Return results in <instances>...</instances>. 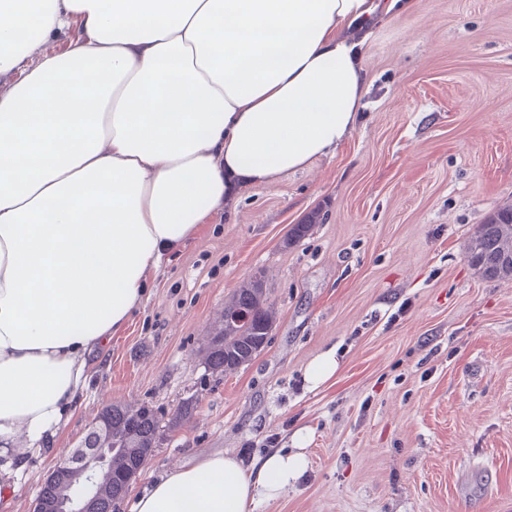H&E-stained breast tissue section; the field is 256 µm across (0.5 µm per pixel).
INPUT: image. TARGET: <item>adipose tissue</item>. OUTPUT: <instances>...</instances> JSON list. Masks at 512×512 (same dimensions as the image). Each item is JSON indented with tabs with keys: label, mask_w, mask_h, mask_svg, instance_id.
Wrapping results in <instances>:
<instances>
[{
	"label": "adipose tissue",
	"mask_w": 512,
	"mask_h": 512,
	"mask_svg": "<svg viewBox=\"0 0 512 512\" xmlns=\"http://www.w3.org/2000/svg\"><path fill=\"white\" fill-rule=\"evenodd\" d=\"M409 0H0V457L75 415L90 357L241 190L332 154L366 93L355 30ZM66 51H42L71 22ZM305 436L174 467L134 512H253Z\"/></svg>",
	"instance_id": "1"
}]
</instances>
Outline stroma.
Here are the masks:
<instances>
[{"label":"stroma","mask_w":512,"mask_h":512,"mask_svg":"<svg viewBox=\"0 0 512 512\" xmlns=\"http://www.w3.org/2000/svg\"><path fill=\"white\" fill-rule=\"evenodd\" d=\"M363 65L351 136L198 227L0 512H33L103 408L169 416L190 398L116 512L173 466L218 451L248 463L298 431L306 473L256 512H512V278L465 258L474 225L512 205V0H413L375 24ZM259 271L268 342L210 373L224 304ZM330 349L340 367L310 389L306 369Z\"/></svg>","instance_id":"35a3bbf8"}]
</instances>
